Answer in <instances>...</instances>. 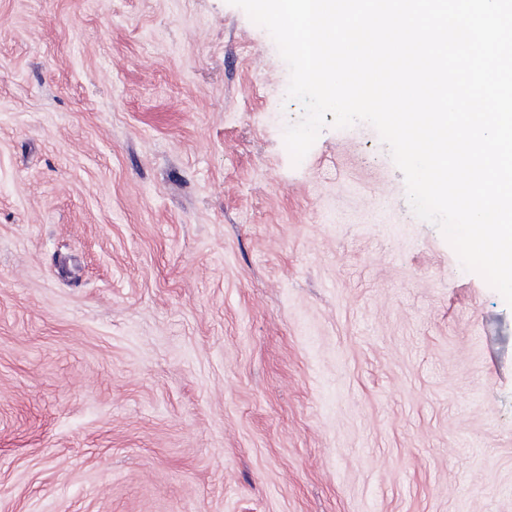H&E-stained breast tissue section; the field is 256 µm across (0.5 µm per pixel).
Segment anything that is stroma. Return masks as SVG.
I'll list each match as a JSON object with an SVG mask.
<instances>
[{"instance_id":"stroma-1","label":"stroma","mask_w":512,"mask_h":512,"mask_svg":"<svg viewBox=\"0 0 512 512\" xmlns=\"http://www.w3.org/2000/svg\"><path fill=\"white\" fill-rule=\"evenodd\" d=\"M229 0H0V512H512V307Z\"/></svg>"}]
</instances>
